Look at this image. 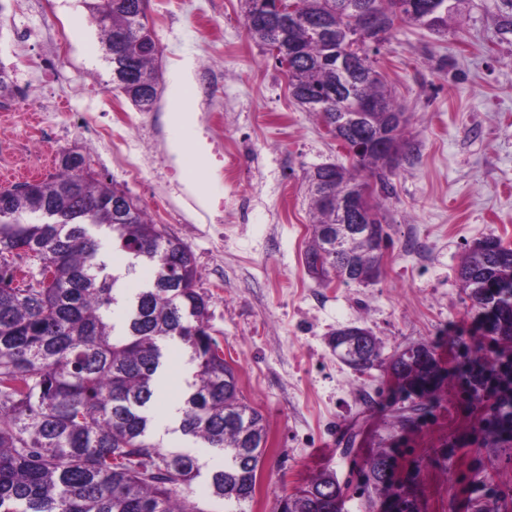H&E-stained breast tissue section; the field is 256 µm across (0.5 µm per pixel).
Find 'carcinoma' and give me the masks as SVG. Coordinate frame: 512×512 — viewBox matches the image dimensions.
<instances>
[{"instance_id":"cac0c4a2","label":"carcinoma","mask_w":512,"mask_h":512,"mask_svg":"<svg viewBox=\"0 0 512 512\" xmlns=\"http://www.w3.org/2000/svg\"><path fill=\"white\" fill-rule=\"evenodd\" d=\"M140 0H83L112 44L106 56L112 87L141 112L155 109L159 93L141 96L125 79L136 65L138 81L158 87L159 51L144 49L150 30ZM354 0H295L296 20L281 31L246 25L268 53L293 40L297 56L289 77L293 99L326 122L336 100L353 108L357 99L380 108L369 131H385L386 113L402 111L376 60L345 76L336 67L345 52L347 5ZM386 23L397 26L394 0H368ZM498 26L512 33V0H500ZM392 130L396 145L392 170L414 160L413 150ZM337 177L322 184L308 176L314 232L302 254L316 279L343 275V263L329 255L318 230L337 222L341 196L363 185L361 172L378 175L373 155L336 165ZM78 178L67 164L27 191L14 195L10 218H0V512H203L191 495L200 476L198 458L169 450L149 435L150 407L158 399L157 375L162 347L182 344L194 365L193 380L182 397L179 432L224 456L211 472V496L225 512H248L253 501L267 437L263 416L244 401L235 368L208 324V300L197 289L198 270L190 248L160 233L137 200L123 190L90 179L72 193ZM91 226L112 232V243L128 255V271L148 267L152 280L135 293L121 335L114 334L111 308L117 303L118 277L97 258ZM375 246L355 245L359 272L371 282L381 276ZM40 255L59 263L58 276L46 286L32 283L30 271L14 257ZM321 273H316V264ZM460 277L478 311L476 347L491 342L496 357L477 358L461 373L466 392L482 400L489 383L497 385L489 413L479 428L489 436L512 438V246L486 238L464 258ZM368 355L344 364L360 374L384 369L395 381L409 410L431 413L448 368L427 343L409 345L389 357L374 336ZM403 407L398 418L411 422ZM391 456L380 453L365 474L364 488L390 489ZM324 473L279 500L280 512H342L335 501L312 498L336 487Z\"/></svg>"}]
</instances>
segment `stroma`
<instances>
[{"instance_id": "1", "label": "stroma", "mask_w": 512, "mask_h": 512, "mask_svg": "<svg viewBox=\"0 0 512 512\" xmlns=\"http://www.w3.org/2000/svg\"><path fill=\"white\" fill-rule=\"evenodd\" d=\"M496 3L467 0L442 35L400 24L381 47L378 67L410 117L403 136L415 159L383 200L391 243L382 276L325 288L301 260L311 234L306 175L349 157L251 40L242 0H149L161 95L136 131L123 126L136 109L113 91L81 0H0V64L27 93L0 108V188L17 168L49 177L77 148L97 179L128 191L189 246L211 332L268 425L252 512H276L281 495L325 472L347 487L343 512H389L393 491L413 497L416 512H512V441L480 432L485 406L462 392L457 371L432 415L403 424L388 404L391 378L356 373L329 345L337 328L357 325L384 355L434 342L445 359V335L474 332L461 263L481 239L512 244V35L500 34ZM178 71L186 80L177 88ZM175 95L189 127L166 120ZM178 140L187 150L179 167ZM191 375L184 347L166 346L151 434L209 472L223 457L183 437L170 414ZM384 451L394 460L390 491H363L364 471Z\"/></svg>"}]
</instances>
